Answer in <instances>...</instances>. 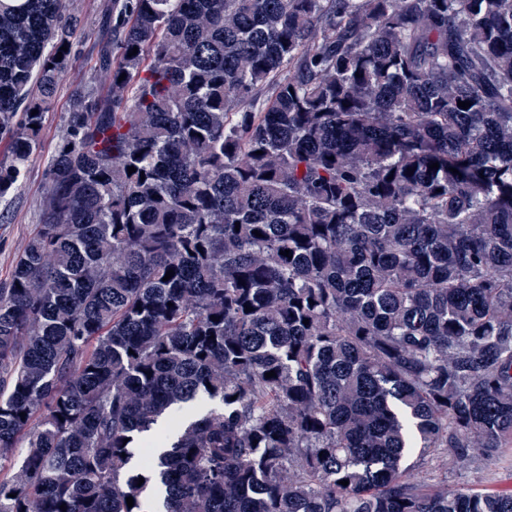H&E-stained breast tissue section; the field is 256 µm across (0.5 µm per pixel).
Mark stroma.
I'll list each match as a JSON object with an SVG mask.
<instances>
[{"label": "stroma", "mask_w": 512, "mask_h": 512, "mask_svg": "<svg viewBox=\"0 0 512 512\" xmlns=\"http://www.w3.org/2000/svg\"><path fill=\"white\" fill-rule=\"evenodd\" d=\"M106 0H65V13L76 21V39L72 63L63 76L57 93L46 111L41 132V153L29 168L27 177L9 204L0 205V281L9 277L12 264L24 240L41 221V204L45 192V166L60 140L64 120L70 110L74 91L107 94L109 87L99 76L96 63L105 38L101 9ZM438 476L450 477L452 483L469 487L512 492V464L490 468L475 463H460L448 469L442 460H434Z\"/></svg>", "instance_id": "35a3bbf8"}]
</instances>
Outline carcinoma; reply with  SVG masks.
<instances>
[{
  "mask_svg": "<svg viewBox=\"0 0 512 512\" xmlns=\"http://www.w3.org/2000/svg\"><path fill=\"white\" fill-rule=\"evenodd\" d=\"M110 24L0 286V512H512L432 468L512 461V0ZM73 36L0 0V202Z\"/></svg>",
  "mask_w": 512,
  "mask_h": 512,
  "instance_id": "obj_1",
  "label": "carcinoma"
}]
</instances>
